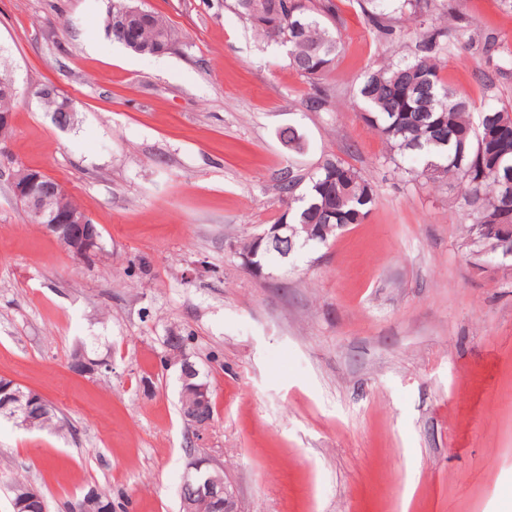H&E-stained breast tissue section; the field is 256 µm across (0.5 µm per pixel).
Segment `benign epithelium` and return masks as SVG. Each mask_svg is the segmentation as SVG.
Masks as SVG:
<instances>
[{
  "instance_id": "1",
  "label": "benign epithelium",
  "mask_w": 512,
  "mask_h": 512,
  "mask_svg": "<svg viewBox=\"0 0 512 512\" xmlns=\"http://www.w3.org/2000/svg\"><path fill=\"white\" fill-rule=\"evenodd\" d=\"M17 80L12 68H0V95L18 96ZM9 184L16 204L31 224L37 225L46 235L55 239L72 257L82 263L93 261L100 254L101 231L88 214L79 207L69 204L70 194L59 181L34 168L20 167L9 174ZM336 226L333 224H269L262 232L254 235L255 247L244 250L233 245V250L242 261V266L254 275H262L263 269L255 263L256 252L263 244L269 245L292 240V235L304 231L311 239H326ZM481 232L491 231L490 239L496 241L497 264L485 266V272L509 277L512 275V226L494 224L486 227L474 225ZM167 366L178 367L183 383L181 417L192 430L196 442L207 440L212 426L209 416L211 407L210 386L200 380V372L184 352L169 350L164 355ZM72 368L84 375H94L108 367L101 360H92L80 353L72 357ZM31 410L29 398L15 382H0V413L15 419L20 426H28ZM206 470L208 476L201 482L186 479L188 495L182 499L183 512H197V505L204 504L209 512H237L234 491L224 480L223 470L205 457H192L188 470ZM38 499L34 487L26 486L18 492L15 501L16 512H32L31 504Z\"/></svg>"
}]
</instances>
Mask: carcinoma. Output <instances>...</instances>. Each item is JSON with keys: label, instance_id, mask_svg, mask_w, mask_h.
I'll return each instance as SVG.
<instances>
[{"label": "carcinoma", "instance_id": "cac0c4a2", "mask_svg": "<svg viewBox=\"0 0 512 512\" xmlns=\"http://www.w3.org/2000/svg\"><path fill=\"white\" fill-rule=\"evenodd\" d=\"M373 4L370 22L381 36L395 34L394 15H422L431 0H367ZM238 11L261 38L270 41L271 30L278 43L287 46L289 65L314 82L334 65L341 48V33L333 23L334 5L314 0H235ZM152 23L138 15L125 20L127 31L140 42L175 45L181 35L157 13ZM448 28L430 32L418 42L412 57L390 62L367 74L358 93L357 106L369 114L365 122L385 140L390 160L411 180L453 178L461 186L466 216L462 241L475 268L488 263L492 254L472 231L474 224L496 222L501 204L499 177L512 175V139L497 137L505 127L512 132V112L505 107L484 105L449 85L440 74L439 54L445 49ZM469 132L465 143L456 133ZM288 151L303 150L302 137L293 126L280 131ZM281 202L288 210L287 224H360L376 201L373 184L337 156L325 158L307 177L292 169L280 172ZM59 422L54 407L31 416L29 427L49 429Z\"/></svg>", "mask_w": 512, "mask_h": 512}]
</instances>
